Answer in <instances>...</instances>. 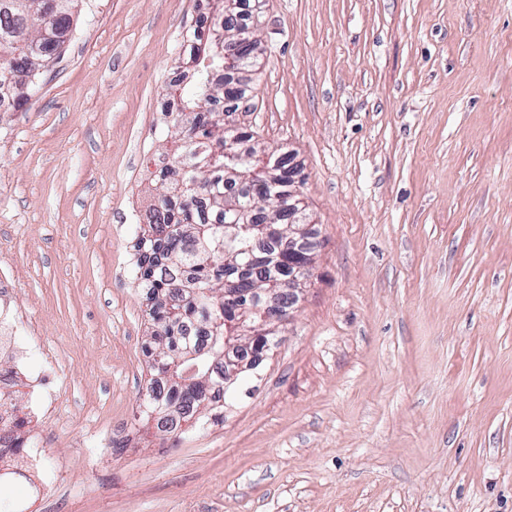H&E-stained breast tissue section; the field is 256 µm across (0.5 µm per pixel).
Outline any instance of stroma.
<instances>
[{"instance_id": "obj_1", "label": "stroma", "mask_w": 512, "mask_h": 512, "mask_svg": "<svg viewBox=\"0 0 512 512\" xmlns=\"http://www.w3.org/2000/svg\"><path fill=\"white\" fill-rule=\"evenodd\" d=\"M207 0H79L0 112V276L28 375L25 512H512V0H267L245 130L319 247L220 426L159 431L136 243ZM129 431L131 444L103 447Z\"/></svg>"}]
</instances>
